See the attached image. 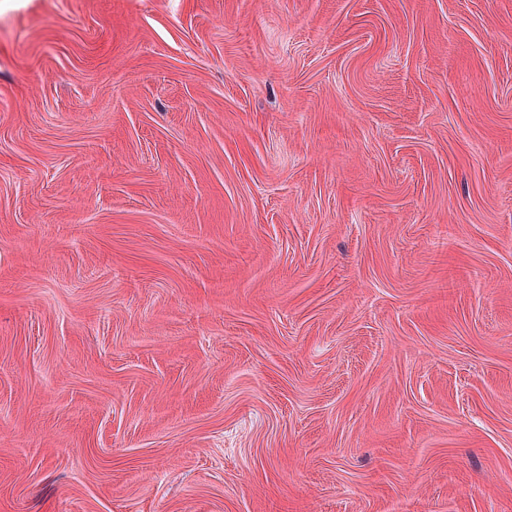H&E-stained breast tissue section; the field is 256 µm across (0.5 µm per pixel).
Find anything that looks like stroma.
<instances>
[{"label": "stroma", "mask_w": 512, "mask_h": 512, "mask_svg": "<svg viewBox=\"0 0 512 512\" xmlns=\"http://www.w3.org/2000/svg\"><path fill=\"white\" fill-rule=\"evenodd\" d=\"M0 512H512V0H0Z\"/></svg>", "instance_id": "1"}]
</instances>
